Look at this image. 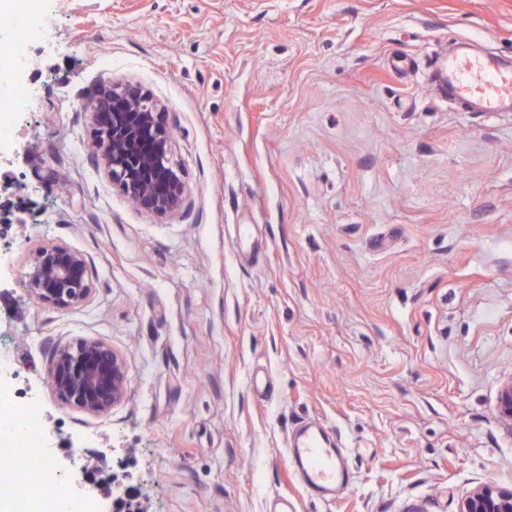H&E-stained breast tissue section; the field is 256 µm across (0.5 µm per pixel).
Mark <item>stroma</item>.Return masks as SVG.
<instances>
[{"label": "stroma", "instance_id": "35a3bbf8", "mask_svg": "<svg viewBox=\"0 0 512 512\" xmlns=\"http://www.w3.org/2000/svg\"><path fill=\"white\" fill-rule=\"evenodd\" d=\"M463 43L512 62V0H50L0 148V384L77 512H459L512 489V112L441 91ZM112 81L165 105L186 210L140 212L92 161L84 104ZM46 243L87 257L86 303L29 295ZM81 338L126 360L105 417L46 381ZM311 421L345 453L340 498L286 467ZM459 512H512V490L478 487L465 497Z\"/></svg>", "mask_w": 512, "mask_h": 512}]
</instances>
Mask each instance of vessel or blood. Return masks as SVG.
Returning a JSON list of instances; mask_svg holds the SVG:
<instances>
[{
	"label": "vessel or blood",
	"mask_w": 512,
	"mask_h": 512,
	"mask_svg": "<svg viewBox=\"0 0 512 512\" xmlns=\"http://www.w3.org/2000/svg\"><path fill=\"white\" fill-rule=\"evenodd\" d=\"M444 72L456 97L465 103L482 112L512 111V64L501 65L489 56H456ZM287 461L309 491L333 492L350 482L342 449L327 446L318 431H304Z\"/></svg>",
	"instance_id": "b4317fda"
}]
</instances>
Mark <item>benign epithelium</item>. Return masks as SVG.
I'll return each instance as SVG.
<instances>
[{"instance_id":"obj_1","label":"benign epithelium","mask_w":512,"mask_h":512,"mask_svg":"<svg viewBox=\"0 0 512 512\" xmlns=\"http://www.w3.org/2000/svg\"><path fill=\"white\" fill-rule=\"evenodd\" d=\"M92 120L91 155L112 184L139 211L167 217L186 206L183 169L172 160L168 112L140 86L112 82L85 104ZM28 292L58 311L85 303L92 294L86 257L65 245L45 244L33 256ZM47 379L62 402L90 416H103L126 394V361L107 343L80 339L58 348ZM500 418L512 421V376L497 400ZM460 512H512V490L485 485L469 493Z\"/></svg>"}]
</instances>
